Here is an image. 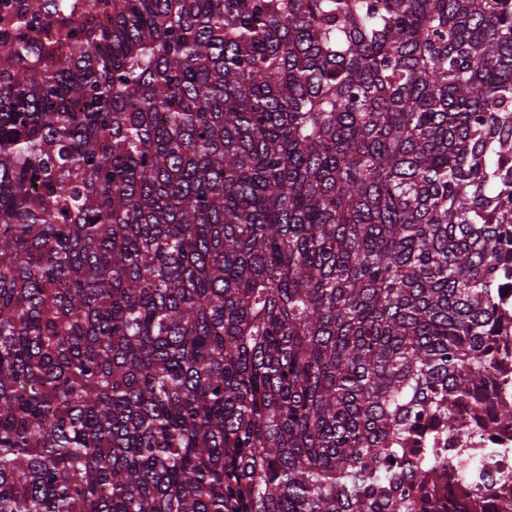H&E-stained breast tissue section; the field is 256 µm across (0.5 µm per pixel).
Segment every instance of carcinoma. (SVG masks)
I'll return each instance as SVG.
<instances>
[{"instance_id":"carcinoma-1","label":"carcinoma","mask_w":512,"mask_h":512,"mask_svg":"<svg viewBox=\"0 0 512 512\" xmlns=\"http://www.w3.org/2000/svg\"><path fill=\"white\" fill-rule=\"evenodd\" d=\"M510 295L512 0H0V512H512Z\"/></svg>"}]
</instances>
